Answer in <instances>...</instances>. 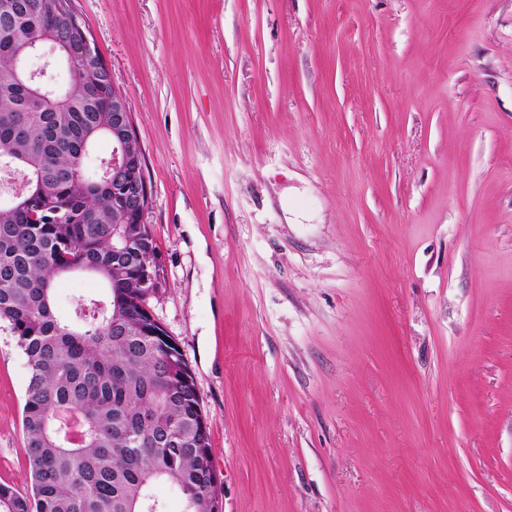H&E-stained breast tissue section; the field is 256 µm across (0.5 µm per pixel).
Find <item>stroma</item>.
<instances>
[{
    "instance_id": "obj_1",
    "label": "stroma",
    "mask_w": 512,
    "mask_h": 512,
    "mask_svg": "<svg viewBox=\"0 0 512 512\" xmlns=\"http://www.w3.org/2000/svg\"><path fill=\"white\" fill-rule=\"evenodd\" d=\"M126 96L221 512H512V0H73ZM89 275L61 278L73 320ZM0 327V484L31 486Z\"/></svg>"
}]
</instances>
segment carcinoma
I'll list each match as a JSON object with an SVG mask.
<instances>
[{"instance_id": "obj_1", "label": "carcinoma", "mask_w": 512, "mask_h": 512, "mask_svg": "<svg viewBox=\"0 0 512 512\" xmlns=\"http://www.w3.org/2000/svg\"><path fill=\"white\" fill-rule=\"evenodd\" d=\"M19 39L0 41V170L33 180L39 194L70 205L73 224H32L26 202L0 203V324L8 326L30 378L22 429L31 494L0 485V512H162L150 494L175 484L185 512H213L209 436L196 392L183 382L188 365L159 336L112 333L113 301L138 307L142 293L123 278L145 252H119L112 178L85 173L89 143L112 138V113L95 95L99 66L67 55V18L22 12ZM35 43L55 49L68 77L58 98L33 96L15 81L17 53ZM78 264L105 293L82 298L75 322L53 302L60 268Z\"/></svg>"}]
</instances>
